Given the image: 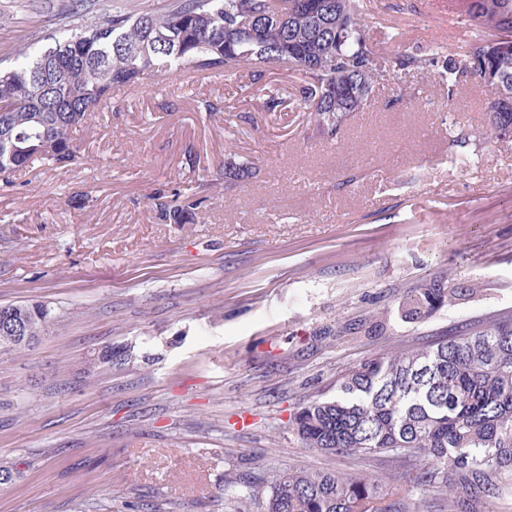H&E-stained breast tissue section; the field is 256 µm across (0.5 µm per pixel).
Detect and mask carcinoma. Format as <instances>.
<instances>
[{
    "mask_svg": "<svg viewBox=\"0 0 512 512\" xmlns=\"http://www.w3.org/2000/svg\"><path fill=\"white\" fill-rule=\"evenodd\" d=\"M478 28L464 63L395 54L392 71L441 65L453 92L474 73L489 88L494 128H512V0H459ZM367 0H172L161 12H115L29 55L20 50L0 68V97L16 151L0 144V178L36 161L77 158L74 132L91 112L108 108L115 89L148 76L193 70L226 77L242 68L260 77L280 63L301 75L300 106L325 137H336L364 110L374 87L376 53L367 38ZM201 201L158 203L160 217L183 224ZM473 294L464 285L434 283L410 297L406 317L419 319ZM22 323L0 324V352L21 351L48 330L51 309L39 303L0 305ZM112 369V348L85 360L92 379ZM303 447L327 454H387L418 462L413 481L444 502L440 512H496L512 495V315L465 327L445 341L375 357L351 368L336 395L313 401L290 417ZM19 462L0 463V487L20 474ZM374 475L283 471L249 487L264 512H429L425 502L387 501Z\"/></svg>",
    "mask_w": 512,
    "mask_h": 512,
    "instance_id": "obj_1",
    "label": "carcinoma"
}]
</instances>
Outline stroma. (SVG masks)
I'll return each instance as SVG.
<instances>
[{
    "mask_svg": "<svg viewBox=\"0 0 512 512\" xmlns=\"http://www.w3.org/2000/svg\"><path fill=\"white\" fill-rule=\"evenodd\" d=\"M169 2L0 0V59ZM374 2L380 54L462 58L433 19L448 0ZM298 96L277 64L150 78L90 115L74 162L0 181V304L55 315L0 354V461L21 463L0 512H236L272 472L376 466L389 498H423L412 466L303 448L288 420L368 359L512 314V136L473 74L381 71L331 140ZM230 162L251 177L226 179ZM161 198L202 205L169 224ZM433 282L474 292L404 318ZM107 346L111 370L88 381Z\"/></svg>",
    "mask_w": 512,
    "mask_h": 512,
    "instance_id": "obj_1",
    "label": "stroma"
}]
</instances>
